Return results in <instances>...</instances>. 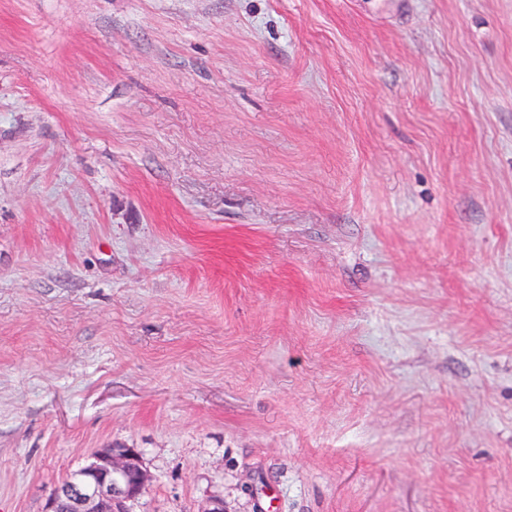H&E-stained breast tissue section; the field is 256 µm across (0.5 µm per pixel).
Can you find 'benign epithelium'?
Here are the masks:
<instances>
[{
  "instance_id": "7a95c632",
  "label": "benign epithelium",
  "mask_w": 512,
  "mask_h": 512,
  "mask_svg": "<svg viewBox=\"0 0 512 512\" xmlns=\"http://www.w3.org/2000/svg\"><path fill=\"white\" fill-rule=\"evenodd\" d=\"M147 482L139 452L134 448H106L95 454L83 477L59 487L46 512H126Z\"/></svg>"
}]
</instances>
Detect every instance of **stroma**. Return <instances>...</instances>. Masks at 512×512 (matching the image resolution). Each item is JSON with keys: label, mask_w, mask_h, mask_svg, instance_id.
<instances>
[{"label": "stroma", "mask_w": 512, "mask_h": 512, "mask_svg": "<svg viewBox=\"0 0 512 512\" xmlns=\"http://www.w3.org/2000/svg\"><path fill=\"white\" fill-rule=\"evenodd\" d=\"M103 448L512 512V0H0V512Z\"/></svg>", "instance_id": "1"}]
</instances>
